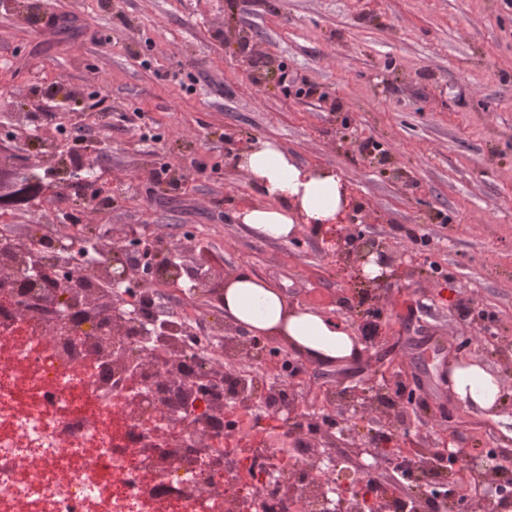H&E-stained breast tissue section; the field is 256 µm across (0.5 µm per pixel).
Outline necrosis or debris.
<instances>
[{
	"label": "necrosis or debris",
	"instance_id": "necrosis-or-debris-1",
	"mask_svg": "<svg viewBox=\"0 0 512 512\" xmlns=\"http://www.w3.org/2000/svg\"><path fill=\"white\" fill-rule=\"evenodd\" d=\"M31 228L0 235V512H461L445 487L488 486L512 512L502 449L442 458L433 476L409 468L402 496L385 464L347 475V458L315 456L316 440L352 436L335 390L300 404L287 353L257 356L195 310L196 282L166 281L136 237L88 232L58 197ZM146 289L110 290L113 253ZM263 406L278 442L266 452L233 426Z\"/></svg>",
	"mask_w": 512,
	"mask_h": 512
}]
</instances>
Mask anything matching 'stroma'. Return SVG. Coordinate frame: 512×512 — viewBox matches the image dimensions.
I'll return each instance as SVG.
<instances>
[{"label":"stroma","instance_id":"1","mask_svg":"<svg viewBox=\"0 0 512 512\" xmlns=\"http://www.w3.org/2000/svg\"><path fill=\"white\" fill-rule=\"evenodd\" d=\"M42 112L45 128L81 126L86 141L46 154L29 135ZM259 140L336 169L365 223L285 243L236 224L254 194L235 159ZM90 159L112 205L76 196L85 223L164 239L198 226L208 266L248 267L295 304L376 323L374 355L402 361L410 390L453 411L471 447L512 440V387L491 420L444 380L452 348L512 378V0H0V169L45 170L74 192L68 174ZM353 230L392 253L384 286L336 250ZM371 377L311 364L296 391ZM408 411L394 444L447 447L444 423Z\"/></svg>","mask_w":512,"mask_h":512}]
</instances>
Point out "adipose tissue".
Returning a JSON list of instances; mask_svg holds the SVG:
<instances>
[{
  "label": "adipose tissue",
  "instance_id": "adipose-tissue-1",
  "mask_svg": "<svg viewBox=\"0 0 512 512\" xmlns=\"http://www.w3.org/2000/svg\"><path fill=\"white\" fill-rule=\"evenodd\" d=\"M237 167L259 200L239 208L235 219L267 240L289 241L305 224L317 231L339 223L346 209V188L335 170L303 166L272 142L242 151ZM222 308L225 319L250 335L277 338L312 363L346 364L363 355L365 345L345 319L289 304L279 288L247 267L229 276ZM448 383L467 407L499 418L503 383L484 364L454 356L448 363Z\"/></svg>",
  "mask_w": 512,
  "mask_h": 512
}]
</instances>
